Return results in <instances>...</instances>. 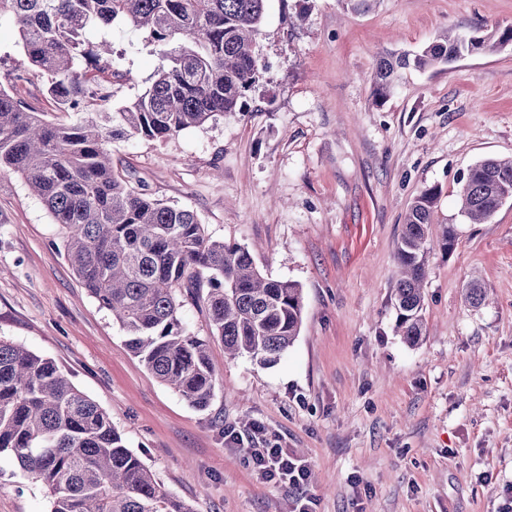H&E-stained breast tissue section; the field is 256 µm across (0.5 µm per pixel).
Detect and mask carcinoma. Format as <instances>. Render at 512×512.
<instances>
[{
	"label": "carcinoma",
	"mask_w": 512,
	"mask_h": 512,
	"mask_svg": "<svg viewBox=\"0 0 512 512\" xmlns=\"http://www.w3.org/2000/svg\"><path fill=\"white\" fill-rule=\"evenodd\" d=\"M265 0H0V20L14 23L20 66L47 79V94L70 115L52 122L0 88V168L19 173L54 223L68 229L65 257L83 287L127 336L130 351L162 384L206 410L216 373L207 341L189 335L177 291L207 310L213 335L231 357L276 363L299 336V283L263 276L250 251L216 240L197 214L167 205L115 171L114 139H167L241 108L259 81L255 52ZM127 25L146 34L160 56L150 85L118 108L103 101L92 117L76 112L98 75L112 73L111 45L89 36ZM440 36L415 51L382 58L375 95L386 98L398 71H425L512 41V27L476 26ZM90 59L96 74L76 68ZM512 190V158L473 166L461 190V212L490 220L501 192ZM437 192L411 203L397 249L396 328L403 341L422 336L427 242ZM39 478L50 512H194L159 485L154 471L126 446L110 415L79 391L50 358L0 341V454Z\"/></svg>",
	"instance_id": "carcinoma-1"
}]
</instances>
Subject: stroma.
Masks as SVG:
<instances>
[{
	"instance_id": "35a3bbf8",
	"label": "stroma",
	"mask_w": 512,
	"mask_h": 512,
	"mask_svg": "<svg viewBox=\"0 0 512 512\" xmlns=\"http://www.w3.org/2000/svg\"><path fill=\"white\" fill-rule=\"evenodd\" d=\"M512 26V0H266L263 76L243 111L165 140L111 144L112 160L215 239L248 247L262 273L298 282L303 319L272 366L228 358L204 307L219 381L200 411L157 381L64 256L59 225L21 176L0 170V339L51 358L109 413L163 488L195 512H291L297 490L265 482L225 431L269 439L310 471L316 512H512V200L485 224L461 214L470 167L512 157V46L402 73L373 97L381 57L450 29ZM112 105L142 92L158 59L142 32L109 33ZM17 31L0 24V87L54 112L42 77L18 78ZM439 192L423 335L395 332L396 247L422 190ZM485 291L470 305L465 290ZM50 494L0 458V512H49Z\"/></svg>"
}]
</instances>
